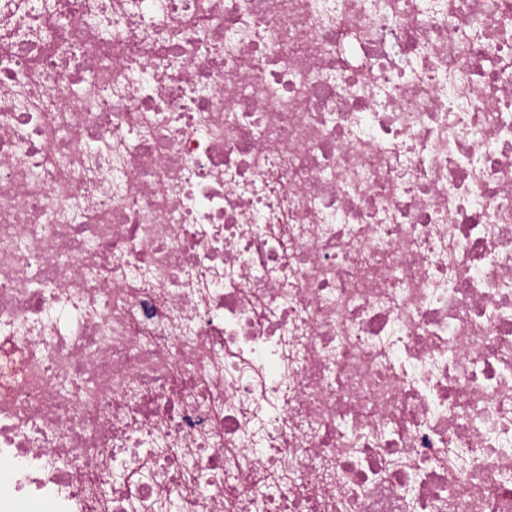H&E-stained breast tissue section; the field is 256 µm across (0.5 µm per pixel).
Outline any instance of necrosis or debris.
<instances>
[{
    "mask_svg": "<svg viewBox=\"0 0 512 512\" xmlns=\"http://www.w3.org/2000/svg\"><path fill=\"white\" fill-rule=\"evenodd\" d=\"M175 502L512 512V0H0V512Z\"/></svg>",
    "mask_w": 512,
    "mask_h": 512,
    "instance_id": "4bbe7bcc",
    "label": "necrosis or debris"
}]
</instances>
